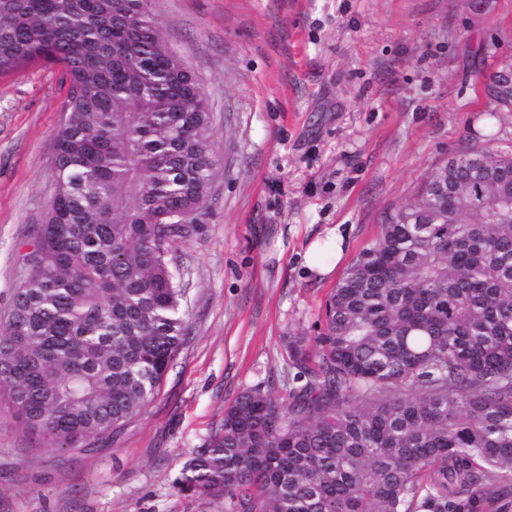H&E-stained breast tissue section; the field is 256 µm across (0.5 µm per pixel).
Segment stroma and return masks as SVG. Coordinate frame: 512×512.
<instances>
[{
    "instance_id": "35a3bbf8",
    "label": "stroma",
    "mask_w": 512,
    "mask_h": 512,
    "mask_svg": "<svg viewBox=\"0 0 512 512\" xmlns=\"http://www.w3.org/2000/svg\"><path fill=\"white\" fill-rule=\"evenodd\" d=\"M213 114L206 209L171 267L187 344L122 429L37 446L0 398V512H231L179 491L183 463L224 406L290 389L285 339L314 336L321 304L384 217L460 151L512 156V0H148ZM68 85L43 63L0 75V321L53 195ZM343 238L342 258L324 239ZM323 241V274L304 255Z\"/></svg>"
}]
</instances>
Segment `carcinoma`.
<instances>
[{"mask_svg":"<svg viewBox=\"0 0 512 512\" xmlns=\"http://www.w3.org/2000/svg\"><path fill=\"white\" fill-rule=\"evenodd\" d=\"M0 16V74L58 65L73 105L0 324V395L39 446L73 451L140 415L189 339L168 256L207 205L212 116L145 0H0ZM441 179L448 195L427 191ZM323 310L313 345L288 338V399L225 405L178 489L233 512H512V157L442 164Z\"/></svg>","mask_w":512,"mask_h":512,"instance_id":"obj_1","label":"carcinoma"}]
</instances>
